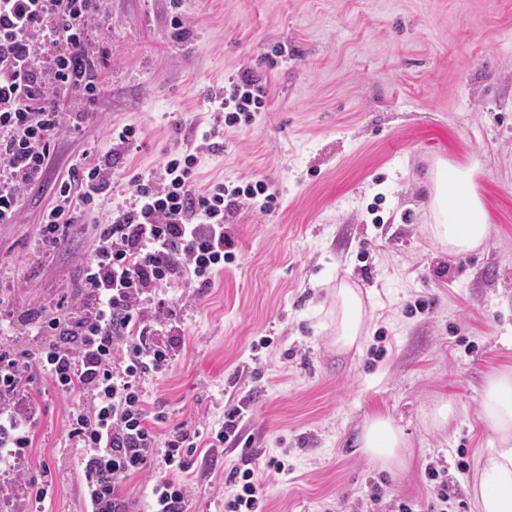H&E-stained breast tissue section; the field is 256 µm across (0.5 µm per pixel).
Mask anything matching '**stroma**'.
Segmentation results:
<instances>
[{
  "instance_id": "35a3bbf8",
  "label": "stroma",
  "mask_w": 512,
  "mask_h": 512,
  "mask_svg": "<svg viewBox=\"0 0 512 512\" xmlns=\"http://www.w3.org/2000/svg\"><path fill=\"white\" fill-rule=\"evenodd\" d=\"M181 17L184 27L170 25ZM91 45L105 46L102 92L81 127L63 126L44 185L15 223L0 224V289L13 339L41 351L25 311L80 293L92 227L107 223L136 175H159L171 152L197 157L199 185L264 180L270 213L225 216L236 247L208 288L182 279L184 340L168 371L147 377L148 411L166 433L200 432L190 512H224L235 467L263 469L265 512H436L447 481L452 512H474L479 419L492 370L512 365V0H106ZM250 71L266 90L248 126L224 124L213 98ZM139 129L137 149L111 129ZM112 158V186L77 217L63 247L39 256L41 214L83 158ZM477 166L490 233L452 255L429 226L436 160ZM359 288L360 349L337 352L336 288ZM33 445L15 469H50L49 512H87L82 449L66 439L71 398L34 374ZM452 401L448 431L424 410ZM241 407L236 445L213 447L225 412ZM389 415L409 436L412 467L388 473L356 451L360 426ZM281 460L283 473L267 470ZM439 480H432L430 469Z\"/></svg>"
}]
</instances>
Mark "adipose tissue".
<instances>
[{
    "label": "adipose tissue",
    "instance_id": "adipose-tissue-1",
    "mask_svg": "<svg viewBox=\"0 0 512 512\" xmlns=\"http://www.w3.org/2000/svg\"><path fill=\"white\" fill-rule=\"evenodd\" d=\"M431 201L436 243L452 254L480 248L488 234L483 203L471 170L438 163L432 175ZM366 308L361 293L349 285L336 290L337 350L360 347ZM479 418L489 429V447L476 451V476L471 488L476 512H512V366L494 370L486 379ZM357 451L373 466L390 472L409 468L411 444L385 414L368 416L361 427Z\"/></svg>",
    "mask_w": 512,
    "mask_h": 512
}]
</instances>
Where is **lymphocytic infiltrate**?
<instances>
[{
    "label": "lymphocytic infiltrate",
    "instance_id": "obj_1",
    "mask_svg": "<svg viewBox=\"0 0 512 512\" xmlns=\"http://www.w3.org/2000/svg\"><path fill=\"white\" fill-rule=\"evenodd\" d=\"M102 7V0H0V224L14 223L25 192L45 182L62 123L77 127L85 118L61 113L58 95L72 91L90 104L101 91L107 52L90 51L89 31ZM264 97L250 73L230 79L220 101L225 126L251 123ZM196 166L195 155L174 153L160 177L131 180L129 204L93 227L78 301L28 309L43 338L37 359L16 352L11 322L0 320V466L11 467L32 445L35 411L16 397L27 373L38 370L58 392L81 395L68 410L66 436L84 451L90 512H136L123 484L156 470L151 512H188L192 488L182 475L193 466L200 433L180 424L157 434L142 390L182 345L173 332L177 304L156 290L186 277L210 287L235 258L225 215L248 202L263 213L275 205L261 181L199 186ZM111 181L107 161L71 168L42 213L40 250L54 252L75 216L89 213ZM228 482L224 512H263L253 469H231Z\"/></svg>",
    "mask_w": 512,
    "mask_h": 512
}]
</instances>
